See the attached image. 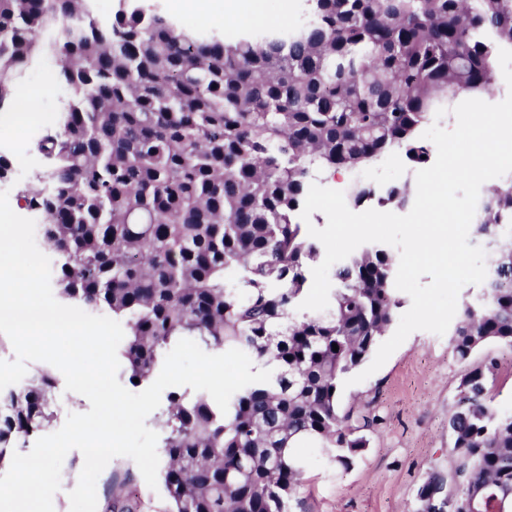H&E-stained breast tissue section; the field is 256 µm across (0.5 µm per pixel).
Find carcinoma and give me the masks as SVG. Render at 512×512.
<instances>
[{
    "mask_svg": "<svg viewBox=\"0 0 512 512\" xmlns=\"http://www.w3.org/2000/svg\"><path fill=\"white\" fill-rule=\"evenodd\" d=\"M87 0H0V111L33 59L61 62L70 97L37 144L29 205L58 257L64 299L125 319L128 378L149 379L181 338L205 351L265 360L270 381L236 392L223 414L174 390L156 416L169 512H288L313 443L347 468L372 424L339 389L396 321L395 257L369 245L336 264L329 306L300 310L321 245L298 214L325 171L399 151L414 167L421 128L459 98L497 88L512 49V0H306L292 30L237 40L187 34L162 13L119 0L103 26ZM409 181L384 194L354 181L350 200L405 207ZM476 235L492 244L484 288L462 303L451 342L465 360L512 346V173L478 201ZM338 345L333 351L332 344ZM492 366L460 379L448 418L450 471L474 512H512V413L488 400ZM53 377L0 393V463L54 417Z\"/></svg>",
    "mask_w": 512,
    "mask_h": 512,
    "instance_id": "cac0c4a2",
    "label": "carcinoma"
}]
</instances>
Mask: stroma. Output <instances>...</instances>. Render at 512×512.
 <instances>
[{"label": "stroma", "instance_id": "1", "mask_svg": "<svg viewBox=\"0 0 512 512\" xmlns=\"http://www.w3.org/2000/svg\"><path fill=\"white\" fill-rule=\"evenodd\" d=\"M52 56L37 60L15 79L17 88L36 91L34 109L63 112L69 97L66 86L57 96L41 88L42 70ZM35 138L20 142L19 153L29 159L26 167L13 166L0 191H8L11 208L27 210L28 189L37 187L43 169ZM492 359L497 367L489 387L492 406L512 412V347L491 341L459 360L449 335L427 331L411 333L385 364L364 381L342 389L340 404L354 415L374 418L367 430L368 445L349 468L314 446L302 454L306 470L298 491L295 512H418L417 490L431 470L450 469L448 418L458 406L457 385L468 369ZM120 495L136 512H167L163 490L145 483L135 462L112 459L96 482L97 512H106L112 495Z\"/></svg>", "mask_w": 512, "mask_h": 512}]
</instances>
